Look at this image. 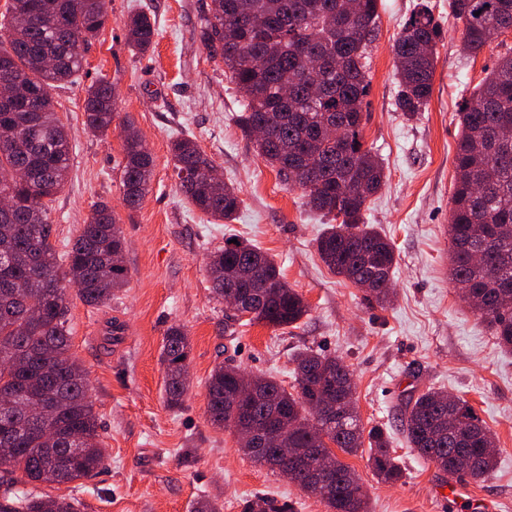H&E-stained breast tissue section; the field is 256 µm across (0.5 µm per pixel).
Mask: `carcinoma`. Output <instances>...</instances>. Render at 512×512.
<instances>
[{"mask_svg": "<svg viewBox=\"0 0 512 512\" xmlns=\"http://www.w3.org/2000/svg\"><path fill=\"white\" fill-rule=\"evenodd\" d=\"M211 0L200 18L210 57L219 59L243 94L237 126L256 152L307 205L334 223L316 239L322 262L379 306L390 301L384 284L396 265L393 245L364 223L367 201L382 188L381 161L365 147L364 101L369 93L367 50L376 38L379 0ZM464 28L469 55L488 45L492 29L512 30V0H450ZM0 26V62L23 93L13 112H0V193L14 208L0 222V454L12 456L0 471V512H78L73 498L36 495L22 486L93 478L105 465L98 419L86 374L70 354L67 287L89 306H104L124 288L126 269L115 263L124 238L114 210L101 199L77 237L58 255L50 240L49 201L64 187L71 162L65 125L52 91L82 68L76 44L91 43L105 28L107 0H10ZM157 29L141 11L124 21L132 51L152 49ZM442 31L428 0L404 22L395 42L399 91L396 108L412 116L427 105L436 46ZM294 85L293 116L281 122L284 77ZM115 88L101 77L86 89V129L105 136L114 119ZM461 136L448 224V275L498 344L512 350V54L498 58L459 112ZM264 126L273 145L253 138ZM123 201L136 208L149 191L153 159L128 119L122 130ZM184 199L218 220H232L238 191L215 182L214 161L196 141L171 145ZM212 290L233 288L249 299L245 324L294 327L308 314L301 294L283 280L273 256L251 243L224 242L209 261ZM190 342L180 326L168 329L161 363L165 398L184 402L183 376ZM293 391L271 376L216 367L208 380L207 419L217 428H263L272 413L290 433L280 455L258 456L260 465L288 472L327 512H369L355 471L336 454L369 448L379 481L394 484L403 472L388 436L365 430L355 406L353 375L336 356L305 349L294 357ZM52 401L50 416L31 418L27 403ZM410 447L450 476L484 480L496 467L494 436L463 399L427 389L405 410ZM244 512H291L289 505L256 494Z\"/></svg>", "mask_w": 512, "mask_h": 512, "instance_id": "obj_1", "label": "carcinoma"}]
</instances>
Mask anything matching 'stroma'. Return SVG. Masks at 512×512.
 <instances>
[{
    "label": "stroma",
    "instance_id": "obj_1",
    "mask_svg": "<svg viewBox=\"0 0 512 512\" xmlns=\"http://www.w3.org/2000/svg\"><path fill=\"white\" fill-rule=\"evenodd\" d=\"M209 2L109 0V21L85 46L81 70L53 93L72 160L51 204V241L65 251L93 203L109 201L125 241L127 284L107 306L70 298L71 353L87 375L105 465L93 479L37 484L34 492L76 499L81 512H194L202 499L221 512H243L258 493L289 502L293 512H326L297 484L245 455L232 429L206 418L215 366L271 375L289 389L294 353L311 348L342 358L354 375L365 427L382 428L400 461L402 479L387 484L374 476L367 453L347 457L370 512H472L467 504L440 507L438 491L449 476L414 452L403 433L406 401L430 387L467 400L493 433L497 468L470 487L491 512H512V351L499 347L448 278L458 114L498 57L512 51V32L466 57L463 25L451 17L448 0H429L443 36L431 98L410 119L395 106L393 46L417 0H381L378 36L368 50L364 141L383 160L386 180L368 201L365 221L393 243L397 266L391 301L379 307L323 264L315 240L327 218L280 182L236 126L241 95L200 37ZM138 9L151 13L158 29L153 49L142 56L131 53L122 30ZM101 77L115 87V116L108 135L96 137L84 126L83 103ZM127 119L153 157L149 191L133 209L123 203L120 179ZM179 137L195 139L224 182L238 189L235 220H214L184 200L171 154ZM229 237L274 257L309 305L298 327L230 318L207 267ZM174 325L190 340V385L173 410L161 352Z\"/></svg>",
    "mask_w": 512,
    "mask_h": 512
}]
</instances>
